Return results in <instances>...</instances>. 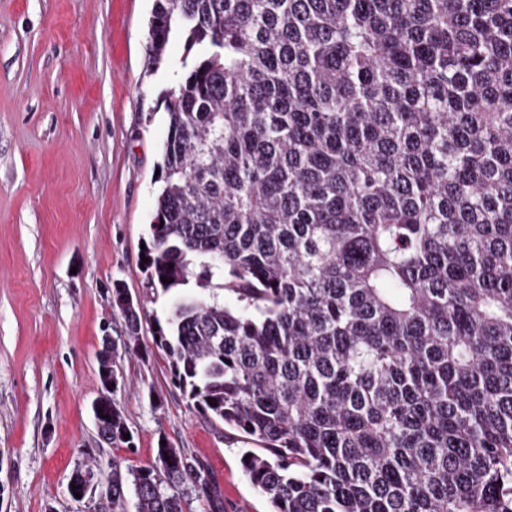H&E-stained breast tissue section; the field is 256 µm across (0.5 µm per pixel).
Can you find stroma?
Listing matches in <instances>:
<instances>
[{
    "mask_svg": "<svg viewBox=\"0 0 512 512\" xmlns=\"http://www.w3.org/2000/svg\"><path fill=\"white\" fill-rule=\"evenodd\" d=\"M154 0H0V512H95L67 485L94 465L153 462L160 437L200 460L224 512H271L240 464L261 442L188 405L152 349L171 294L152 290L141 243L168 133L162 92L184 43L149 61ZM142 306L141 357L121 355L116 405L133 448L100 443L93 404L103 337L124 322L111 291Z\"/></svg>",
    "mask_w": 512,
    "mask_h": 512,
    "instance_id": "stroma-1",
    "label": "stroma"
}]
</instances>
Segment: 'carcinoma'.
I'll return each instance as SVG.
<instances>
[{
	"instance_id": "cac0c4a2",
	"label": "carcinoma",
	"mask_w": 512,
	"mask_h": 512,
	"mask_svg": "<svg viewBox=\"0 0 512 512\" xmlns=\"http://www.w3.org/2000/svg\"><path fill=\"white\" fill-rule=\"evenodd\" d=\"M175 37L143 263L202 291L155 320L173 384L264 443L272 512H512V0H156L153 63ZM112 375L97 433L131 449ZM130 490L224 512L168 441L112 462Z\"/></svg>"
}]
</instances>
